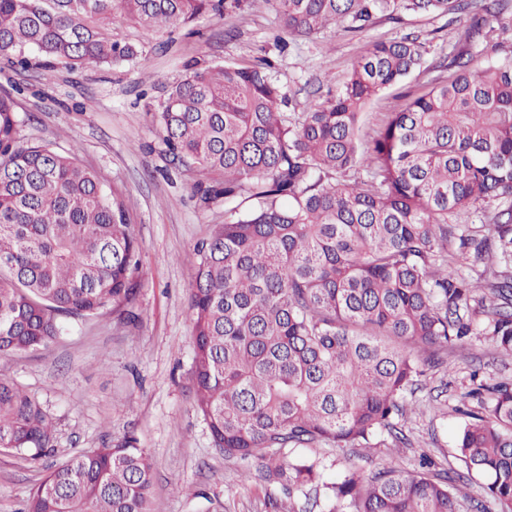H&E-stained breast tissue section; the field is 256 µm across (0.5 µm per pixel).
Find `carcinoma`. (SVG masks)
I'll return each mask as SVG.
<instances>
[{
	"label": "carcinoma",
	"mask_w": 512,
	"mask_h": 512,
	"mask_svg": "<svg viewBox=\"0 0 512 512\" xmlns=\"http://www.w3.org/2000/svg\"><path fill=\"white\" fill-rule=\"evenodd\" d=\"M243 0H0V60L45 72L146 61L112 38V22L189 26ZM282 33L357 35L378 20L439 11L463 16L453 50L434 64L412 33L369 42L336 94L283 112L286 93L260 63L198 67L153 113L169 164L189 167L192 195L243 198L197 248L188 297L191 397L226 459H251L288 512H512V381L471 374L477 401L457 437L463 470L393 467L350 473L325 505L310 498L323 443L403 448L404 399L448 347L475 336L512 354V48L487 52L490 22L512 29V0H250ZM367 139L360 118L379 93L434 71ZM13 93L0 91V356L55 343L67 319L131 316L142 243L122 195L104 188L77 148L23 134ZM481 226L458 233L454 217ZM490 276L469 279L456 256ZM43 405L0 378V449H54ZM154 465L128 439L66 459L24 512H148ZM484 479L485 496L466 489Z\"/></svg>",
	"instance_id": "1"
}]
</instances>
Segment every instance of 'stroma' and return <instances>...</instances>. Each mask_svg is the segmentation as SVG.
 Masks as SVG:
<instances>
[{
  "instance_id": "1",
  "label": "stroma",
  "mask_w": 512,
  "mask_h": 512,
  "mask_svg": "<svg viewBox=\"0 0 512 512\" xmlns=\"http://www.w3.org/2000/svg\"><path fill=\"white\" fill-rule=\"evenodd\" d=\"M463 19L443 14H407L380 20L357 37L297 38L279 49V22L268 8L244 6L236 13L206 16L172 31L145 30L117 21L112 32L142 47L147 64L60 71L13 70L0 64V86H19L25 135L78 146L79 158L95 169L107 188L122 193L142 240L145 275L132 319L108 312L71 320L49 348L0 357V377L34 394L56 424L53 452L38 459L0 451V512H23L32 489L62 460L89 448L135 437L151 456L155 480L150 512H273L279 488L242 483L244 462L226 460L214 448L206 422L188 393L193 336L187 296L194 282L195 249L224 223V204L200 206L192 198L194 175L169 170L151 128V113L170 84L184 76V63L244 66L271 62L289 90L291 111H304L311 97H326L344 80L365 43L414 32L431 42V56L447 53ZM415 78L382 92L366 108L363 132L371 133L404 93H418ZM450 370L429 376L409 397L405 433L410 446L392 451L342 452L328 445L306 449L324 464L323 481H342L350 472L368 475L384 467L418 469L421 455L441 466L456 465L457 411L470 385L469 373L512 378V355L478 339L449 349Z\"/></svg>"
}]
</instances>
